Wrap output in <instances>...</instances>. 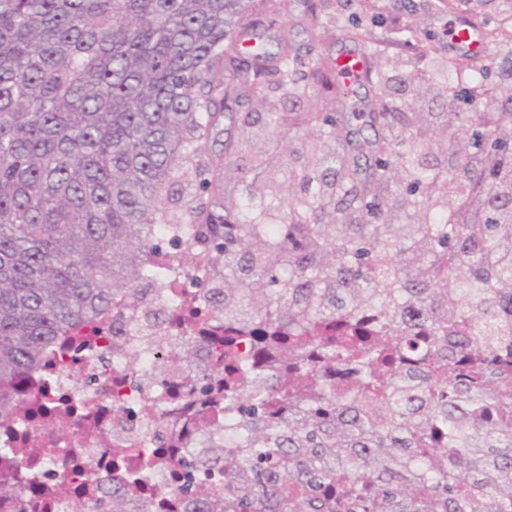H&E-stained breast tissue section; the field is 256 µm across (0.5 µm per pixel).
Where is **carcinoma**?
Here are the masks:
<instances>
[{"instance_id": "cac0c4a2", "label": "carcinoma", "mask_w": 512, "mask_h": 512, "mask_svg": "<svg viewBox=\"0 0 512 512\" xmlns=\"http://www.w3.org/2000/svg\"><path fill=\"white\" fill-rule=\"evenodd\" d=\"M286 20L362 45L374 97L351 101L338 57L271 35ZM385 46L339 24L332 0H0V422L58 337L136 296L157 225L195 224L185 246L222 263L224 315L262 320L301 378L318 382L298 363L311 343L357 373L349 396L321 387L271 421L258 410L282 378L251 372L237 398L248 424L224 440L243 458L225 461L220 512H302L320 488L334 512H504L512 377H485L478 357L512 342V208L494 224L465 220L492 201V182L512 198V155L465 157L450 179L424 166L415 113L378 93ZM414 69L466 103L464 85L486 77L464 59ZM317 81L320 110H280L275 93L301 103ZM463 119L478 148L512 125V114ZM226 120L245 137L220 140ZM304 126L322 145L303 166L256 154L238 198L226 193L255 139ZM271 169L297 185L284 201L255 196ZM401 173L426 189L408 223L356 222ZM450 196L457 207L437 211ZM364 310L383 317L380 332L295 335Z\"/></svg>"}]
</instances>
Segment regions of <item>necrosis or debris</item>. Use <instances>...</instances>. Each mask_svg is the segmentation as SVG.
Instances as JSON below:
<instances>
[{
  "instance_id": "necrosis-or-debris-1",
  "label": "necrosis or debris",
  "mask_w": 512,
  "mask_h": 512,
  "mask_svg": "<svg viewBox=\"0 0 512 512\" xmlns=\"http://www.w3.org/2000/svg\"><path fill=\"white\" fill-rule=\"evenodd\" d=\"M147 259L149 287L114 327L111 313L60 338L18 383L15 413L0 423V470L21 488L0 512H91L104 491L122 493L127 512H201L181 476L196 451L241 429L231 402L239 372H225L213 337L237 329L192 285L206 261L188 265L190 224H162ZM194 348L184 362L170 344Z\"/></svg>"
}]
</instances>
